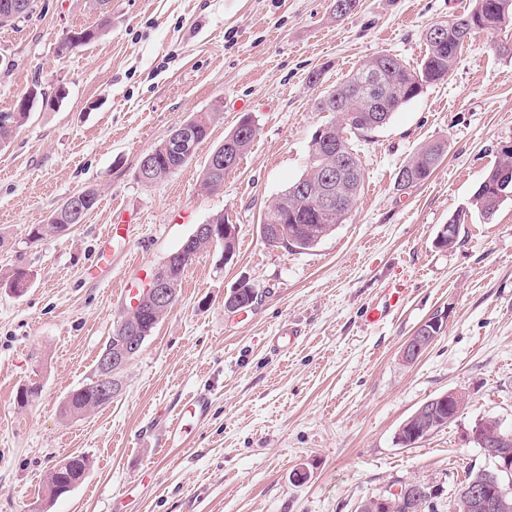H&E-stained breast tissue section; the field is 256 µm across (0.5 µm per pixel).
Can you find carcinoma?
<instances>
[{
    "instance_id": "cac0c4a2",
    "label": "carcinoma",
    "mask_w": 512,
    "mask_h": 512,
    "mask_svg": "<svg viewBox=\"0 0 512 512\" xmlns=\"http://www.w3.org/2000/svg\"><path fill=\"white\" fill-rule=\"evenodd\" d=\"M473 2L474 5L469 12L455 18V24L448 28V34L437 41H426V54L420 67L412 69L400 58L390 54H382L373 59V63L381 68L383 81L392 88V94L379 106L371 107L357 100L353 75L335 88L337 92L346 91L349 98L355 101L356 113L351 116L346 112L335 119V135L332 136L330 143L313 147L306 171L263 212L261 234L266 243L308 250L331 235L337 226L346 220V216L342 214L323 211L316 201L300 195L294 191V188L301 183H320L325 170L336 157V149L340 148L346 153H353L345 134L365 136L383 127L394 112L418 97L424 86L445 79L465 47L463 31L469 28L474 32L484 29H501L512 24V0H473ZM34 3L35 0H0V25L4 26L29 17L34 11ZM98 35L97 28L70 31L61 38L59 49L79 48ZM28 112L29 109L19 106L17 111L8 117H0L1 144L11 138L14 128L21 126ZM213 119L214 113L200 112L183 121L182 125L185 126L186 133L200 143L207 138ZM253 140V135L242 137L233 129L224 136V143L220 144V148H227L240 158L248 151ZM444 150L445 146L440 143L418 150L403 166L409 181L399 184V187L406 189L427 180L441 161ZM150 153L153 154L154 164L147 176L141 178V181L146 184L157 182L188 163V160L171 152L163 142L151 149ZM224 175L226 172L222 168L218 170L204 168L200 188L211 193L223 190ZM510 198H512L511 152L503 154L502 159L485 175L473 196L472 205L489 224L504 202ZM83 220L84 217L77 216L69 210L68 204L64 203L53 214L49 223L30 231L28 240L34 244L46 232L62 233L73 225L82 223ZM449 223L452 224V228L442 227L437 233L435 245L439 248H449L456 242L459 223L455 219L449 220ZM209 243L211 240L207 235L186 239L174 251L171 259L164 260L155 269L154 276L166 279L169 288L174 292L178 291L185 270L195 260L201 248ZM255 298H257L255 289L248 283H242L224 300V306L233 309ZM162 318L163 313L155 306L151 291H146L139 299L138 309H128L117 321L105 347L117 350L129 336H136L139 341L146 342ZM100 386L101 382L92 380L73 389L64 404V413L72 417H80L110 404ZM455 396L457 397L455 402L448 401V395L445 394L440 401L432 398L420 406L399 427L398 442L404 446L415 444L436 430L447 426L450 423L448 420L450 412L457 408L461 410L466 405L463 394L457 392ZM88 465V458L79 454L69 456L54 466L47 477L46 492L49 497L53 499L76 487L82 481ZM411 485L414 486L416 497L411 501L404 499L394 502L391 505V512H420L422 506L430 502L431 487L419 481H413Z\"/></svg>"
}]
</instances>
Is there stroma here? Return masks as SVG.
Here are the masks:
<instances>
[{"label": "stroma", "instance_id": "35a3bbf8", "mask_svg": "<svg viewBox=\"0 0 512 512\" xmlns=\"http://www.w3.org/2000/svg\"><path fill=\"white\" fill-rule=\"evenodd\" d=\"M473 0H110L109 23L77 50L63 33L99 28L86 0H36L0 26V113L32 86L35 103L0 145V512H358L363 500L409 481L437 489L452 512L457 487L493 461L471 438L480 419L512 431V201L485 223L471 200L512 145V59L498 54L512 27L475 32L448 76L368 136L352 137L363 173L356 208L316 247L265 244L260 216L305 171L316 103L358 68L389 53L418 67L424 31ZM320 72L318 84L309 76ZM210 134L184 167L150 185L140 158L197 112ZM250 116L257 135L221 191L199 187L213 149ZM443 158L421 184L399 169L422 146ZM92 188L82 223L29 243L73 194ZM237 226L235 255L199 251L178 298L119 376L106 407L69 417L68 394L97 359L137 282L215 215ZM458 219L454 246L434 238ZM132 227L128 258L90 265L105 229ZM32 275L16 292V267ZM253 306L230 310L240 282ZM402 303L366 320L385 290ZM439 336L413 362L401 351L434 316ZM298 332L280 348L282 325ZM41 394L24 404L23 386ZM457 391L467 403L416 444L395 434L422 404ZM206 418L185 442L167 423L196 395ZM82 454L89 468L49 499L50 470Z\"/></svg>", "mask_w": 512, "mask_h": 512}]
</instances>
